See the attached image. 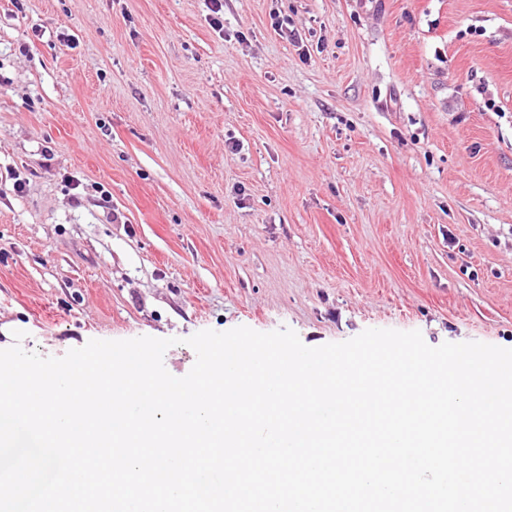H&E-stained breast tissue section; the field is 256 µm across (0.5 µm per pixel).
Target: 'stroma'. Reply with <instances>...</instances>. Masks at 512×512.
<instances>
[{"label": "stroma", "instance_id": "stroma-1", "mask_svg": "<svg viewBox=\"0 0 512 512\" xmlns=\"http://www.w3.org/2000/svg\"><path fill=\"white\" fill-rule=\"evenodd\" d=\"M209 16L0 0V328L174 337L176 377L238 326L512 348V0Z\"/></svg>", "mask_w": 512, "mask_h": 512}]
</instances>
